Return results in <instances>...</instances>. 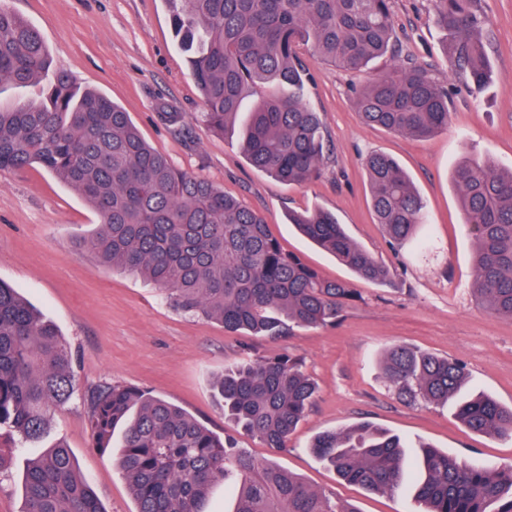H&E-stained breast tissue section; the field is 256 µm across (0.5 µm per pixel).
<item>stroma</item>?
Returning <instances> with one entry per match:
<instances>
[{
    "mask_svg": "<svg viewBox=\"0 0 512 512\" xmlns=\"http://www.w3.org/2000/svg\"><path fill=\"white\" fill-rule=\"evenodd\" d=\"M40 33L52 71L128 112L144 140L189 175L208 180L259 212L285 252L323 277L349 282L355 297L336 323L282 338L230 332L175 308L140 276L94 268L75 248L98 218L83 196L39 165L0 170V281L16 288L69 342L77 394L44 434L24 448L0 449V512H20L29 461L56 443L71 448L107 512H135L112 452L92 446L87 400L121 383L167 400L217 435H233L256 460L270 459L313 489L358 512H420L408 494L392 496L343 481L311 450L322 432L369 423L404 439L408 456L427 443L471 462L512 464V439L468 430L452 404L400 396L381 362L405 345L462 362L471 388L512 405V320L478 309L472 297V240L462 224L453 172L464 155L512 169V0H475L485 20L490 78L472 92L450 70L434 0H392L394 50L359 72L298 56L310 73L307 104L318 112L331 152L320 175L289 185L253 167L237 138L204 122L203 96L178 50L166 0H8ZM413 62L448 91V128L425 139L361 122L356 89L391 66ZM180 113L161 123L160 109ZM395 158L425 204L430 248H392L372 211L363 166L371 153ZM323 208L384 263L388 284L359 279L289 224L288 214ZM290 356L314 381L315 402L285 448L266 447L224 417L214 386L225 367Z\"/></svg>",
    "mask_w": 512,
    "mask_h": 512,
    "instance_id": "35a3bbf8",
    "label": "stroma"
}]
</instances>
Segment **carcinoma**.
Masks as SVG:
<instances>
[{
	"label": "carcinoma",
	"mask_w": 512,
	"mask_h": 512,
	"mask_svg": "<svg viewBox=\"0 0 512 512\" xmlns=\"http://www.w3.org/2000/svg\"><path fill=\"white\" fill-rule=\"evenodd\" d=\"M448 35L451 70L478 93L488 82L483 21L473 0H435ZM172 21L188 57L210 127L240 125L244 153L257 169L292 184L320 174L330 145L305 103L308 74L297 55L309 46L320 63L355 72L385 57L393 35L391 0H175ZM34 26L0 0V81L25 85L49 73ZM255 95L253 109L241 112ZM372 126L428 137L448 128V91L421 67L398 64L356 93ZM37 164L78 191L100 219L77 246L96 265L147 278L186 313L231 332L271 338L336 321L354 298L346 282L323 278L282 251L262 216L204 179L175 167L141 138L128 113L81 91L57 73L47 101L0 107V169ZM372 207L386 241L401 245L427 224L424 204L391 157L365 159ZM463 224L474 241L478 307L512 319V172L478 160L454 172ZM311 241L360 278L390 281L389 269L358 246L331 212L288 216ZM72 352L56 327L0 281V431L14 447L40 438L52 414L75 395ZM386 379L412 399L446 402L466 380L465 366L403 345L383 358ZM215 388L224 416L269 448H284L313 404L316 387L286 356L224 369ZM473 432L512 437V407L477 394L456 406ZM93 447H112L124 426L117 464L136 512H203L212 485L236 487L231 512H358L270 462H258L178 406L112 383L90 398ZM314 453L345 481L379 493L404 490L408 464L400 438L361 423L319 434ZM414 495L423 512H512V465L468 463L428 444ZM23 512H106L70 448L47 449L28 466Z\"/></svg>",
	"instance_id": "obj_1"
}]
</instances>
